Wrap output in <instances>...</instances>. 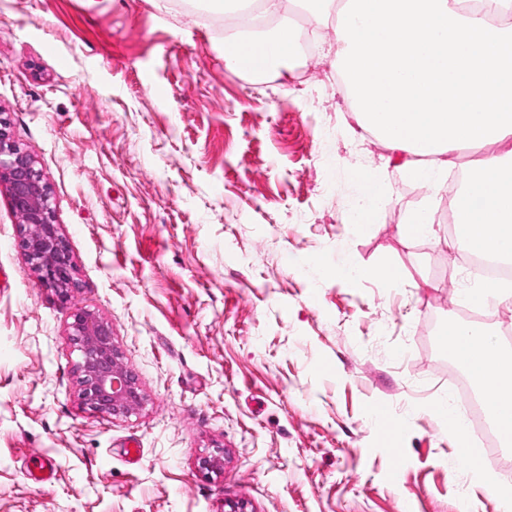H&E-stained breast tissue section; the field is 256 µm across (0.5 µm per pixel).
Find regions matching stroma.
Returning <instances> with one entry per match:
<instances>
[{"label":"stroma","instance_id":"obj_1","mask_svg":"<svg viewBox=\"0 0 512 512\" xmlns=\"http://www.w3.org/2000/svg\"><path fill=\"white\" fill-rule=\"evenodd\" d=\"M333 37L323 25L312 56L256 81L225 67L224 20L198 0H0V117L44 175L78 282L65 304L41 285L0 186V512H456L467 495L498 512L427 410L449 394L436 336L470 256L444 224L401 236L432 190L359 133ZM357 167L386 196L364 230ZM347 260L408 280L337 277ZM78 308L111 321L149 399L138 415L81 406ZM377 404L406 428L401 455ZM39 457L53 482L28 479Z\"/></svg>","mask_w":512,"mask_h":512}]
</instances>
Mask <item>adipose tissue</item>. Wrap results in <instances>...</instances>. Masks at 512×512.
Masks as SVG:
<instances>
[{"instance_id": "1", "label": "adipose tissue", "mask_w": 512, "mask_h": 512, "mask_svg": "<svg viewBox=\"0 0 512 512\" xmlns=\"http://www.w3.org/2000/svg\"><path fill=\"white\" fill-rule=\"evenodd\" d=\"M314 24L335 17V64L358 128L396 158L404 175L448 187L449 156L482 155L453 199L457 248L512 264V0H292ZM283 0H206L234 17L224 64L261 78L296 53V29L279 19ZM352 221L364 229L383 202L378 171L358 169ZM471 309L512 303V284L481 281L459 292ZM474 379L494 391L500 422L512 426V362L495 334L457 323L438 338Z\"/></svg>"}]
</instances>
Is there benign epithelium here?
<instances>
[{"mask_svg":"<svg viewBox=\"0 0 512 512\" xmlns=\"http://www.w3.org/2000/svg\"><path fill=\"white\" fill-rule=\"evenodd\" d=\"M0 185L5 186L18 218L15 243L41 282L67 303L76 288L72 256L57 224L50 190L34 159L7 132L0 118ZM68 337L79 353L75 378L78 397L89 411L104 417L127 418L141 411L147 394L138 375L116 344L112 322L98 313L78 308ZM199 470L209 475L224 470V449L200 458Z\"/></svg>","mask_w":512,"mask_h":512,"instance_id":"obj_1","label":"benign epithelium"}]
</instances>
